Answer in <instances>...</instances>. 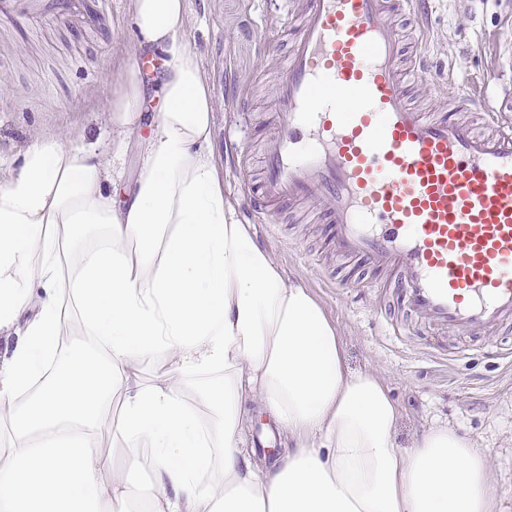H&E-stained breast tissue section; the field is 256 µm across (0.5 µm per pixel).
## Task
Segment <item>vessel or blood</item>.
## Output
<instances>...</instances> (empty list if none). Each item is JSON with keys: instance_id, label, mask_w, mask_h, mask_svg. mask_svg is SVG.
I'll list each match as a JSON object with an SVG mask.
<instances>
[{"instance_id": "1", "label": "vessel or blood", "mask_w": 512, "mask_h": 512, "mask_svg": "<svg viewBox=\"0 0 512 512\" xmlns=\"http://www.w3.org/2000/svg\"><path fill=\"white\" fill-rule=\"evenodd\" d=\"M420 2L303 0L252 216L267 224L273 204L323 202L336 250L396 267L411 313L485 334L512 321V122L465 81L458 105L498 134L410 105L389 15ZM54 15L103 18L88 0H0V21Z\"/></svg>"}]
</instances>
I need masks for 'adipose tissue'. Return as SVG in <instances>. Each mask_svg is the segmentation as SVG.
Listing matches in <instances>:
<instances>
[{"mask_svg": "<svg viewBox=\"0 0 512 512\" xmlns=\"http://www.w3.org/2000/svg\"><path fill=\"white\" fill-rule=\"evenodd\" d=\"M188 6L130 0L163 69L153 98L135 67L114 82L107 150L42 136L0 179V512H496L484 449L453 427L396 447L387 386L346 369L337 326L225 197ZM77 323L84 348L62 346ZM249 402L290 443L263 467ZM247 409V422L245 426V433H244V448H246V451L248 455L250 456L251 460L257 464V465H265L269 461L267 457H260L254 450V448H251L250 445L247 443V438L249 437V434L252 430V427L255 425V422L260 419H267L269 418L266 413H264L262 406L259 403H249L246 407Z\"/></svg>", "mask_w": 512, "mask_h": 512, "instance_id": "1", "label": "adipose tissue"}]
</instances>
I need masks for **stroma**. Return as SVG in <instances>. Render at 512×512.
<instances>
[{"mask_svg":"<svg viewBox=\"0 0 512 512\" xmlns=\"http://www.w3.org/2000/svg\"><path fill=\"white\" fill-rule=\"evenodd\" d=\"M289 0H190L184 39L198 54L216 104L211 150L224 193L247 219L246 176H258L267 118L274 112L280 64L289 37H275L265 20L285 16ZM130 0H106L96 29L49 18L40 31L0 25V169L15 170L37 137L64 134L107 148L112 122L104 105L122 67L133 64L137 35ZM402 63L425 55L447 73L439 86L415 88L419 109L455 106L461 81L512 83V0H429L423 27L397 17ZM247 109L246 125L238 112ZM287 276L313 293L336 322L350 372L376 371L399 409L397 447H413L428 426L449 424L486 451L490 490L500 512H512V362L485 353L489 336L450 331L407 316L393 288L368 289L377 272L365 261L336 255L328 227L300 207L276 211L255 227ZM405 335L392 332L393 325Z\"/></svg>","mask_w":512,"mask_h":512,"instance_id":"obj_1","label":"stroma"}]
</instances>
